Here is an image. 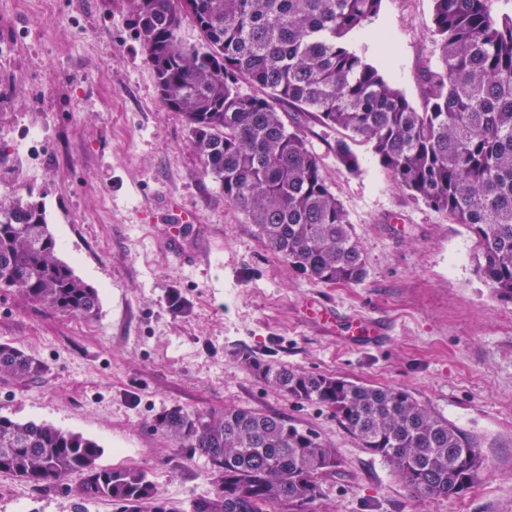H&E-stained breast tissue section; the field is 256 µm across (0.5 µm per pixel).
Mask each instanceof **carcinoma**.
Segmentation results:
<instances>
[{
	"mask_svg": "<svg viewBox=\"0 0 512 512\" xmlns=\"http://www.w3.org/2000/svg\"><path fill=\"white\" fill-rule=\"evenodd\" d=\"M130 25L163 105L186 119L203 172L265 245L302 276L356 285L367 275L347 211L290 112L342 133L336 160L351 173V143L371 146L415 200L444 211L476 239V273L512 301V15L491 0H432L436 66L413 107L347 38L382 0H129ZM190 21L200 43L177 40ZM256 87L242 92V85ZM0 288L92 318L99 293L56 254L44 203L0 192ZM241 362L289 399L326 407L360 446L382 457L414 497L453 498L477 481L474 441L397 388L274 365ZM44 364L0 343V381L28 382ZM155 428L207 461L213 491L189 512H312L336 453L285 416L226 407L173 408ZM100 446L80 433L0 415V476L64 486L79 503L105 498L113 512H172L137 468H103Z\"/></svg>",
	"mask_w": 512,
	"mask_h": 512,
	"instance_id": "1",
	"label": "carcinoma"
}]
</instances>
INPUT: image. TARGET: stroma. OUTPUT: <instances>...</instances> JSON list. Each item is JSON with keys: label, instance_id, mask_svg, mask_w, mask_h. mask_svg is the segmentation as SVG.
<instances>
[{"label": "stroma", "instance_id": "obj_1", "mask_svg": "<svg viewBox=\"0 0 512 512\" xmlns=\"http://www.w3.org/2000/svg\"><path fill=\"white\" fill-rule=\"evenodd\" d=\"M129 18L128 0H0V45L21 44L0 56V192L42 198L59 258L100 298L89 320L0 288V342L46 366L30 383L0 382V415L94 440L99 466L142 469L174 512L213 488L203 458L154 427L175 406L278 414L328 441L337 466L318 512H512V303L477 276L473 233L412 199L367 144H355L360 169L347 172L334 154L338 131L303 116L367 277L355 286L302 277L204 175ZM348 45L421 107V74L436 63L432 0H382ZM31 126L42 139H26ZM100 208L105 221H86ZM178 210L194 213L209 242L190 267L152 235ZM320 304L376 319L381 342L350 345L316 314ZM241 351L409 391L473 438L480 479L450 500L411 497L330 409L288 399L239 362ZM12 485L0 512H112L107 500L81 509L68 490Z\"/></svg>", "mask_w": 512, "mask_h": 512}]
</instances>
